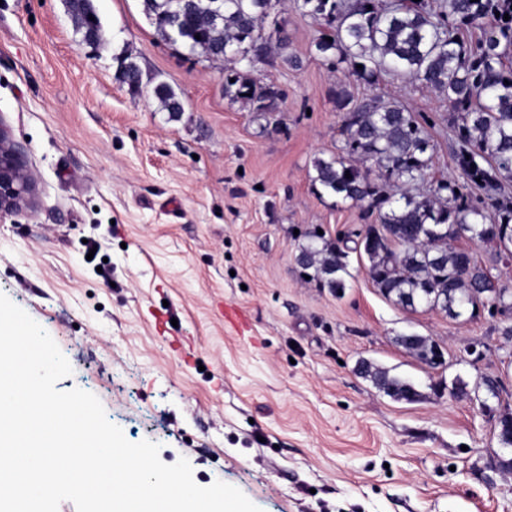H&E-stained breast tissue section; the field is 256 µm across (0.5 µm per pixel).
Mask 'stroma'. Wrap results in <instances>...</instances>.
I'll use <instances>...</instances> for the list:
<instances>
[{
	"instance_id": "35a3bbf8",
	"label": "stroma",
	"mask_w": 512,
	"mask_h": 512,
	"mask_svg": "<svg viewBox=\"0 0 512 512\" xmlns=\"http://www.w3.org/2000/svg\"><path fill=\"white\" fill-rule=\"evenodd\" d=\"M103 30L82 41L64 0H0V119L36 181L34 204L0 218V293L57 343V388L101 401L132 442L187 459L261 512H512V337L490 307L451 319L399 308L348 250L343 297L307 281L301 231L346 239L374 223L318 195L313 156L341 146L337 91L423 113L436 144L428 182L455 179L456 134L434 91L371 88L314 54L321 28L286 14L288 50L249 76L283 93L278 126L224 94V67L157 37L141 0H95ZM128 54L140 91L117 77ZM164 81L184 106L160 110ZM105 265L111 279L97 271ZM416 333L432 367L398 347ZM372 359L413 382L399 402L358 376ZM499 380L490 395L486 380ZM395 342L407 352L427 364L430 362L433 350V361L438 365H445L446 363L442 349L437 343H435L434 349L433 341L429 337L416 334H402L396 336Z\"/></svg>"
}]
</instances>
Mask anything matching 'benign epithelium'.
<instances>
[{"label":"benign epithelium","instance_id":"7a95c632","mask_svg":"<svg viewBox=\"0 0 512 512\" xmlns=\"http://www.w3.org/2000/svg\"><path fill=\"white\" fill-rule=\"evenodd\" d=\"M34 190L35 179L24 165L10 130L0 118V215L19 213L29 207Z\"/></svg>","mask_w":512,"mask_h":512}]
</instances>
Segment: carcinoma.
Returning <instances> with one entry per match:
<instances>
[{
  "label": "carcinoma",
  "instance_id": "carcinoma-1",
  "mask_svg": "<svg viewBox=\"0 0 512 512\" xmlns=\"http://www.w3.org/2000/svg\"><path fill=\"white\" fill-rule=\"evenodd\" d=\"M142 2L161 39L208 60L223 58L229 64L225 95L252 105L268 123L280 112L282 93L255 84L238 67L250 68L272 54L299 66L282 36L285 21L266 30L276 9H292L324 26L314 49L332 67L343 66L371 86L391 78L438 93L456 115L459 179L440 181L426 195L415 193L434 152L427 119L394 100L372 96L355 103L339 93L345 140L336 154L311 160L310 181L319 194L376 214L391 245L369 246L360 231L355 244L385 299L405 310L438 308L453 318L479 302L512 321V291L477 264L470 250L448 245L461 239L512 245V203L499 198L502 181L512 180V0ZM65 4L82 38L102 30L93 0ZM472 27L479 33L469 38L466 30ZM119 73L122 83L140 90L142 73L133 57L120 58ZM154 96L170 119L181 117L183 104L168 85L157 84ZM367 162L377 168L378 179H370ZM298 255L310 280L336 296L344 294L347 252L340 242L314 228L305 232ZM395 342L430 362V338L402 334ZM358 373L396 401L419 398L412 383L373 362H361ZM499 437L503 447H512L511 413L499 419Z\"/></svg>",
  "mask_w": 512,
  "mask_h": 512
}]
</instances>
